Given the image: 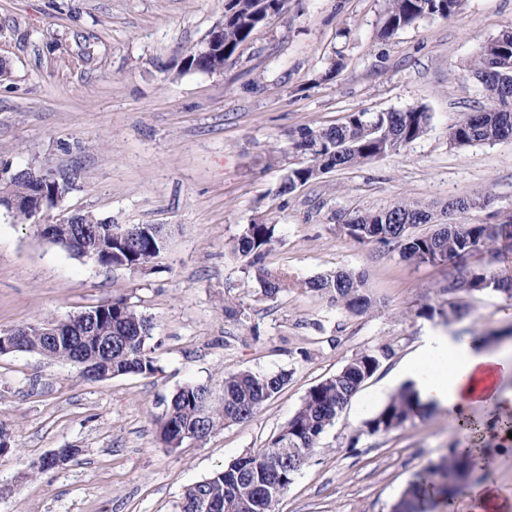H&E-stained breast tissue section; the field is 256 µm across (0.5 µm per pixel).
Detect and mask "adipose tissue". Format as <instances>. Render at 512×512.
<instances>
[{"mask_svg": "<svg viewBox=\"0 0 512 512\" xmlns=\"http://www.w3.org/2000/svg\"><path fill=\"white\" fill-rule=\"evenodd\" d=\"M398 376L412 383L427 408L467 418L473 409L486 407L500 417L512 416V392L503 388L512 378V359L471 337L429 334Z\"/></svg>", "mask_w": 512, "mask_h": 512, "instance_id": "obj_1", "label": "adipose tissue"}]
</instances>
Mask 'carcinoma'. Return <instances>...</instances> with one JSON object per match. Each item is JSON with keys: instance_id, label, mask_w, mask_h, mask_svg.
I'll use <instances>...</instances> for the list:
<instances>
[{"instance_id": "carcinoma-1", "label": "carcinoma", "mask_w": 512, "mask_h": 512, "mask_svg": "<svg viewBox=\"0 0 512 512\" xmlns=\"http://www.w3.org/2000/svg\"><path fill=\"white\" fill-rule=\"evenodd\" d=\"M461 0H385L382 34L386 37L430 17L448 19L457 14ZM288 10V0H224V32L217 45L224 46V61H229L252 32L271 17ZM468 71L485 87L492 100L486 108L470 112L449 127V135L460 146L492 143L512 137V29L487 41L468 64ZM431 116L422 106L406 110L381 112L365 119V113L353 112L344 122L319 130L307 131L308 141L295 140L292 148L315 154L328 161L331 168H349L369 163L399 150L420 138ZM39 167L28 165L16 169L0 183V192L23 196L32 188L31 174ZM309 182L307 170L295 167L288 171L279 193L291 194L298 181ZM482 195L456 199L448 203L449 213L464 215L477 208ZM431 208L417 202L398 200L388 208L367 212L346 222L344 234L359 243L402 242L401 256L414 264L451 262L464 252L497 257L496 244L505 235L512 237L511 224L455 223L432 234L412 235L408 227L428 223ZM275 241V225L247 224L237 237L234 250L245 262V270L267 297H276L290 288H305L324 296L348 311L366 313L372 307L362 275L348 270L319 274L306 280H294L288 272L264 264V257ZM161 252L153 236L138 233L126 246L112 245V261L148 269ZM493 289L512 297V279L500 276L491 267L473 271L468 277L453 279L443 288L449 294H471ZM104 318L91 328H72L63 321L45 319L14 329L18 345L45 358L69 361L72 353L98 351L100 341L112 337V350L105 360L112 366V376L152 375L155 359L146 349L152 338L153 325L123 297H115L101 306ZM62 326L71 341H58L44 333L50 323ZM389 356V350L355 355L335 376L312 386L287 425L258 454L241 457L227 467L188 486L177 505V512H278L281 498L296 476L319 447L325 431L334 425L362 385L365 373L375 371ZM292 372L275 374L250 370L224 376L220 399H213L211 388L200 383L180 387L157 420L158 441L168 453H174L187 440L202 442L215 430L229 423L251 419L261 407L277 395L290 381ZM420 411L412 387L405 385L370 420L367 430L389 433ZM473 449L452 447L448 455L416 475L397 504L399 512H427L425 489L440 482L450 488L468 471L466 455ZM208 502L209 510L201 508Z\"/></svg>"}]
</instances>
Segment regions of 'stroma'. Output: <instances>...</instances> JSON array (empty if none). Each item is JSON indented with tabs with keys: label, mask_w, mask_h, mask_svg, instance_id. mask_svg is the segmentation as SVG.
<instances>
[{
	"label": "stroma",
	"mask_w": 512,
	"mask_h": 512,
	"mask_svg": "<svg viewBox=\"0 0 512 512\" xmlns=\"http://www.w3.org/2000/svg\"><path fill=\"white\" fill-rule=\"evenodd\" d=\"M384 8L385 0H290L209 74L187 58L222 22L224 0H0V60L13 73L0 84V164H33L68 181L54 214L169 230L167 249L133 273L73 255L0 210V332L122 295L151 320L147 350L158 365L148 377L90 381L68 362L0 354V429L11 445L0 455V512H176L187 486L265 448L311 386L383 347L389 359L323 434L280 512H392L449 445L471 447L444 410L387 434L365 423L433 329L512 347V298L444 293L486 256L415 265L399 245L360 244L342 226L400 199L440 210L476 192L487 204L465 221L512 213V140H448L449 125L490 103L466 65L512 28V0H462L454 17L389 37ZM411 106L431 115L419 139L280 194L288 170L310 161L290 147L302 130ZM253 222L276 227L267 266L301 280L355 271L372 308L350 312L304 288L263 296L233 251ZM228 298L244 308L242 320L225 317ZM452 306L463 314L448 323L442 313ZM246 369L292 377L250 420L174 453L160 447L155 420L181 386L217 392L225 374ZM478 415L488 421V462L474 483L512 505V439L491 424V410ZM71 447L74 458L33 475L42 455Z\"/></svg>",
	"instance_id": "1"
}]
</instances>
